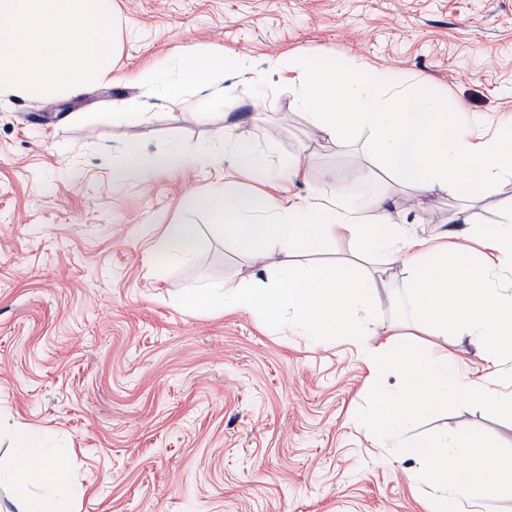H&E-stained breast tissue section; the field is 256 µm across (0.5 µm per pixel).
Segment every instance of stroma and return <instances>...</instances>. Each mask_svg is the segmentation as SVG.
Instances as JSON below:
<instances>
[{
  "mask_svg": "<svg viewBox=\"0 0 512 512\" xmlns=\"http://www.w3.org/2000/svg\"><path fill=\"white\" fill-rule=\"evenodd\" d=\"M120 55L109 85L44 104L0 96V459L13 429L49 434L50 453L86 487L77 512H432L438 490L417 462L362 429L377 391L360 350L316 345L249 313L193 315L177 300L216 273L251 271L209 216L186 199L228 178L246 194L276 193L239 171L225 120L246 129L272 162L300 160L288 193L353 195L386 175L365 139L339 148L295 105L277 62L310 51L350 66L415 76L484 118L492 136L512 115V0H116ZM206 46L235 57L233 104L203 100L194 114L155 103L130 74ZM135 144L149 153L207 147L211 162L142 182H116L112 165ZM410 235L443 244L460 211L473 226L498 221L512 182L478 201L392 186ZM197 225L192 260L159 261L165 225ZM369 271L379 334L447 348L462 373L512 384V361H482L467 337L413 331L388 297L403 292L401 262ZM448 430L494 440L512 455V417L464 393L406 433Z\"/></svg>",
  "mask_w": 512,
  "mask_h": 512,
  "instance_id": "1",
  "label": "stroma"
}]
</instances>
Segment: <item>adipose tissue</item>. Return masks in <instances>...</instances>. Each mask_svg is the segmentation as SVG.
<instances>
[{
	"label": "adipose tissue",
	"instance_id": "1",
	"mask_svg": "<svg viewBox=\"0 0 512 512\" xmlns=\"http://www.w3.org/2000/svg\"><path fill=\"white\" fill-rule=\"evenodd\" d=\"M173 59V72L148 66L136 71L134 82L153 90L162 102L193 91L227 98V90L216 85L215 77L232 65V58L198 47L180 50ZM224 134L238 167L254 181L287 184L303 176L296 159L271 166L240 123L225 126ZM209 159L203 148L154 155L131 145L113 165L112 175L119 180L131 176L147 180L160 171L193 168ZM390 198L383 185L366 197L348 200L321 195L303 200L287 194L246 196L230 180L193 194L188 206L206 211L225 240L251 260L254 270L233 283L220 278L212 287L187 291L179 304L196 314L249 312L313 343L342 339L360 346L372 371L395 366L402 379L398 398L372 408L360 424L396 435L411 418L447 404L460 374L457 359L438 348L406 353L393 339L374 348L366 346L364 338L378 303L360 267L291 263L288 255L313 252L347 237L356 242L360 257L383 254L404 262L406 321L436 336L451 332L472 337L480 358L494 365L504 356L512 357V295H502L497 286L500 273H512V207L503 219L480 229L486 254L479 259L464 244L448 251L410 237L405 223L394 219ZM271 266L277 269L274 285L256 287L255 270ZM48 443L46 434L29 427L14 432L13 456L0 463V489L12 491L15 512H67V502L85 494L67 467L44 454ZM473 447L478 453L470 465L449 467L448 458L457 449ZM400 448L440 488L433 512H482L485 500L512 491V462L503 461L494 445L477 444L469 434L407 440Z\"/></svg>",
	"mask_w": 512,
	"mask_h": 512
}]
</instances>
